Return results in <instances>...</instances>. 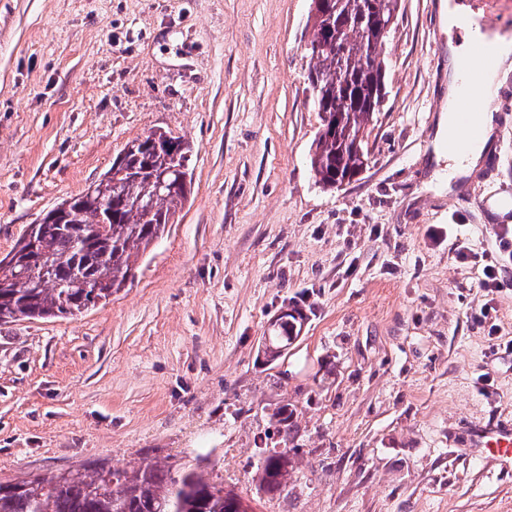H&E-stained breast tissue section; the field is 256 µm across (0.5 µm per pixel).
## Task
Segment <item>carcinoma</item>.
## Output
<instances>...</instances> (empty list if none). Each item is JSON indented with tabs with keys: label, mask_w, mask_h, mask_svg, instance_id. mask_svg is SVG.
<instances>
[{
	"label": "carcinoma",
	"mask_w": 512,
	"mask_h": 512,
	"mask_svg": "<svg viewBox=\"0 0 512 512\" xmlns=\"http://www.w3.org/2000/svg\"><path fill=\"white\" fill-rule=\"evenodd\" d=\"M398 0H321L331 24L343 27L336 42L314 26L307 49V75L314 107L336 118L337 132L321 133L310 155L315 182L324 188L353 180L365 166L358 150L384 96L388 60L380 49L393 38L386 28ZM174 152L156 150L152 134L126 144L123 173H105L82 193L58 205L69 210L64 223L32 225L33 256L17 250L0 259V323L33 318L76 317L107 304L135 277L139 252L163 235L187 200L193 148L175 139ZM278 318L263 345L265 360H277L299 337L307 315L296 305ZM296 409L286 403L272 415L283 447L293 441ZM292 459L272 447L257 465L259 489L273 499L288 486ZM0 512H251L224 480L202 461L181 463L145 456L115 469L93 462L64 473L33 475L0 484Z\"/></svg>",
	"instance_id": "cac0c4a2"
}]
</instances>
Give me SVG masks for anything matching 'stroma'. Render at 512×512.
Returning <instances> with one entry per match:
<instances>
[{
	"instance_id": "35a3bbf8",
	"label": "stroma",
	"mask_w": 512,
	"mask_h": 512,
	"mask_svg": "<svg viewBox=\"0 0 512 512\" xmlns=\"http://www.w3.org/2000/svg\"><path fill=\"white\" fill-rule=\"evenodd\" d=\"M311 0H0V258L126 143L193 146L177 223L111 301L0 324V478L204 457L255 512H512V281L479 286L512 217L494 171L437 192L448 0H401L367 168L335 190L309 154ZM471 260L460 263L458 247ZM307 315L260 352L283 305ZM297 408L280 497L258 487L276 406ZM291 310L296 313L288 314V316L279 317L271 336H268L269 345L263 342V356L268 362L276 361L281 357L282 353L288 349L299 337L302 327L307 320V315L303 310L295 304L290 305ZM478 446L482 448H505L506 455L512 447V433L504 430H481L477 435Z\"/></svg>"
}]
</instances>
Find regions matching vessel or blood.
<instances>
[{
  "label": "vessel or blood",
  "mask_w": 512,
  "mask_h": 512,
  "mask_svg": "<svg viewBox=\"0 0 512 512\" xmlns=\"http://www.w3.org/2000/svg\"><path fill=\"white\" fill-rule=\"evenodd\" d=\"M491 23L487 15L477 18L463 15L458 19L459 27L469 31L471 38L468 63L458 75V92L444 104L445 109L455 115L459 127L458 135L444 144L445 151L453 156H467L471 144L483 135L480 123L474 119V106L499 95L485 80L487 72L497 64V56L485 38Z\"/></svg>",
  "instance_id": "1"
}]
</instances>
